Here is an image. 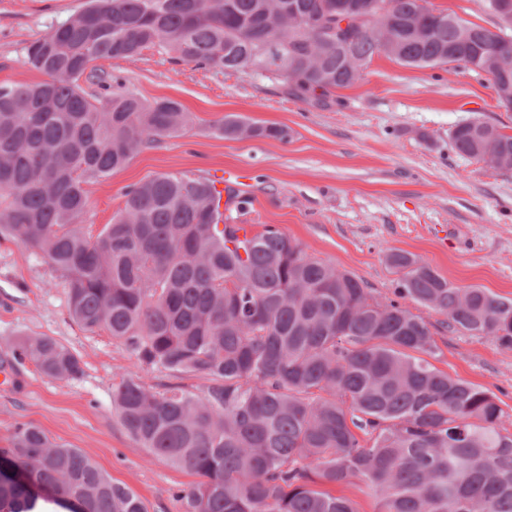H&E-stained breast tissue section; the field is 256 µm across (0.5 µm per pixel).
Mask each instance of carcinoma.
<instances>
[{"mask_svg":"<svg viewBox=\"0 0 512 512\" xmlns=\"http://www.w3.org/2000/svg\"><path fill=\"white\" fill-rule=\"evenodd\" d=\"M339 0H87L26 48L39 83L0 85V238L41 254L67 285L70 319L105 331L142 367L207 382L158 392L129 375L112 408L148 456L198 477L183 512H358L315 484L358 481L377 512H512V421L495 396L435 367L429 322L512 346V299L455 287L394 250L393 297L311 257L271 225L249 237L224 223L201 174H160L124 189L97 234L77 227L84 185L193 124L177 100L148 101L97 67L146 50L171 63L279 80L289 98L338 102L376 55L408 67L449 63L488 77L512 108V18L499 32L429 0H363L371 19L343 28ZM105 91L86 92L80 78ZM225 139L283 140L228 115ZM448 145L512 171V133L470 119ZM13 359L51 380L80 360L52 336H25ZM146 512L77 448L15 427L0 452V512Z\"/></svg>","mask_w":512,"mask_h":512,"instance_id":"1","label":"carcinoma"}]
</instances>
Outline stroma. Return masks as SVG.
Masks as SVG:
<instances>
[{
  "label": "stroma",
  "mask_w": 512,
  "mask_h": 512,
  "mask_svg": "<svg viewBox=\"0 0 512 512\" xmlns=\"http://www.w3.org/2000/svg\"><path fill=\"white\" fill-rule=\"evenodd\" d=\"M87 0H0V85L37 82L26 47L80 12ZM102 68L145 99L169 97L192 113L182 136L142 150L108 179L86 184L81 227L99 233L124 206L123 190L161 173H233L244 210L228 224H269L305 252L390 295L395 275L386 254L402 249L454 285L479 286L512 298V171L496 172L455 155L448 135L478 117L512 128L487 80L442 66L405 67L373 58L339 105L322 110L288 99L278 80L175 65L147 51ZM238 115L288 131L286 140L214 136L210 125ZM450 376L492 392L512 416V347L490 336L452 332L426 313ZM46 335L71 347L83 374L51 380L26 365L0 388V448L15 427L31 423L51 441L80 449L114 481L129 487L146 512H182L178 489L194 478L151 459L112 412V385L126 375L153 390L168 376L140 367L106 333L89 334L68 314L67 288L39 254L0 241V359L18 335Z\"/></svg>",
  "instance_id": "35a3bbf8"
}]
</instances>
